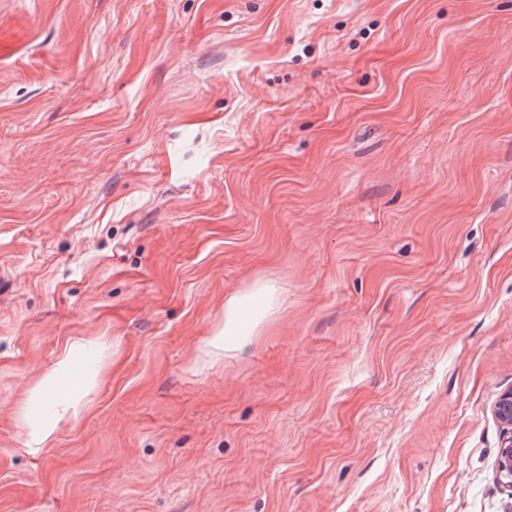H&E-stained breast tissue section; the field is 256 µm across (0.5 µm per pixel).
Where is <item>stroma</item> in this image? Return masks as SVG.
I'll use <instances>...</instances> for the list:
<instances>
[{"mask_svg":"<svg viewBox=\"0 0 512 512\" xmlns=\"http://www.w3.org/2000/svg\"><path fill=\"white\" fill-rule=\"evenodd\" d=\"M510 388L512 0H0V512H502ZM279 299V287L269 277H257L227 297L220 320L200 346L201 355L208 360L230 356L237 349L238 336L254 333L274 314ZM90 352L95 354L98 365L77 366L76 359ZM107 357V347L102 342L79 337L70 340L59 359L42 372L23 403L26 447L30 452L52 448L60 431L77 419L97 387ZM47 403L52 408L49 413L43 411ZM501 428L500 446L494 464L497 483L508 492L504 512L512 511V388L504 391L491 408Z\"/></svg>","mask_w":512,"mask_h":512,"instance_id":"obj_1","label":"stroma"}]
</instances>
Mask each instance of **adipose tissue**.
<instances>
[{"instance_id":"obj_1","label":"adipose tissue","mask_w":512,"mask_h":512,"mask_svg":"<svg viewBox=\"0 0 512 512\" xmlns=\"http://www.w3.org/2000/svg\"><path fill=\"white\" fill-rule=\"evenodd\" d=\"M280 299L277 283L269 277L253 279L245 288L227 297L224 311L201 346L209 360L230 356L239 336L254 333L274 314ZM108 352L99 340H70L59 359L46 368L23 403L26 446L40 453L51 448L60 431L74 422L96 388Z\"/></svg>"}]
</instances>
